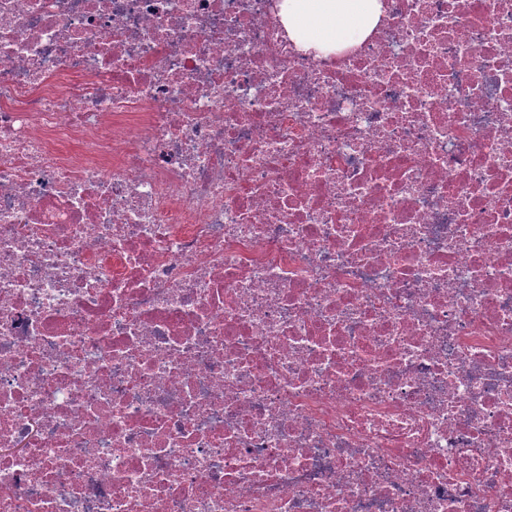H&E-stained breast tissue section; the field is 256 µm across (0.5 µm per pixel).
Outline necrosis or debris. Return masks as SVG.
Listing matches in <instances>:
<instances>
[{"label": "necrosis or debris", "instance_id": "4bbe7bcc", "mask_svg": "<svg viewBox=\"0 0 512 512\" xmlns=\"http://www.w3.org/2000/svg\"><path fill=\"white\" fill-rule=\"evenodd\" d=\"M0 0V512H512V0ZM380 16V0H283L281 10L296 44L320 52L362 41Z\"/></svg>", "mask_w": 512, "mask_h": 512}]
</instances>
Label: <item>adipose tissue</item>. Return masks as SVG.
<instances>
[{"instance_id":"obj_1","label":"adipose tissue","mask_w":512,"mask_h":512,"mask_svg":"<svg viewBox=\"0 0 512 512\" xmlns=\"http://www.w3.org/2000/svg\"><path fill=\"white\" fill-rule=\"evenodd\" d=\"M380 16V0H283L281 10L296 44L320 52L362 41Z\"/></svg>"}]
</instances>
